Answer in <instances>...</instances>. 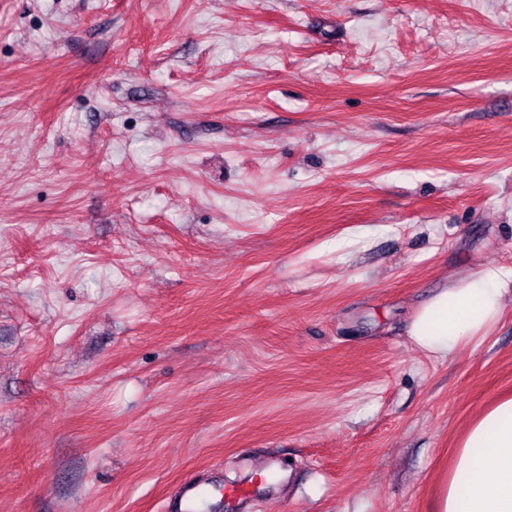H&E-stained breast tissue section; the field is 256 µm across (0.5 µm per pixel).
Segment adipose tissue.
I'll list each match as a JSON object with an SVG mask.
<instances>
[{
    "mask_svg": "<svg viewBox=\"0 0 512 512\" xmlns=\"http://www.w3.org/2000/svg\"><path fill=\"white\" fill-rule=\"evenodd\" d=\"M511 284L512 268L495 266L451 281L415 313L408 329L412 342L448 358L499 322ZM437 512H512V394L483 409L460 436L440 481Z\"/></svg>",
    "mask_w": 512,
    "mask_h": 512,
    "instance_id": "obj_1",
    "label": "adipose tissue"
}]
</instances>
